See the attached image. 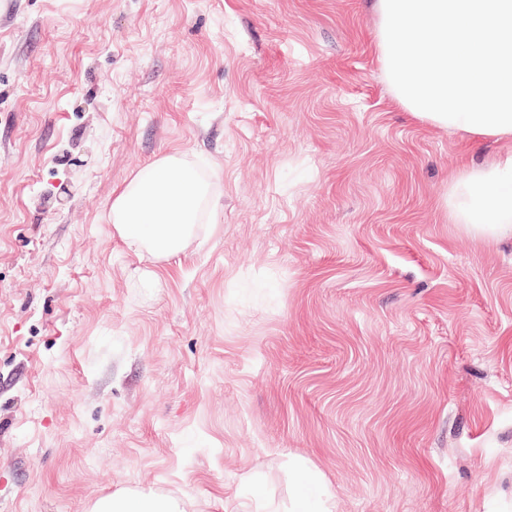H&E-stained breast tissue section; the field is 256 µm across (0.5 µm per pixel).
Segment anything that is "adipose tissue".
<instances>
[{"instance_id":"adipose-tissue-1","label":"adipose tissue","mask_w":512,"mask_h":512,"mask_svg":"<svg viewBox=\"0 0 512 512\" xmlns=\"http://www.w3.org/2000/svg\"><path fill=\"white\" fill-rule=\"evenodd\" d=\"M376 47L394 97L411 115L510 144L463 165L448 185V221L479 237H512V0H374ZM209 184L179 156L141 168L114 198L113 228L129 251L160 261L194 236ZM90 512H183L155 493L98 498Z\"/></svg>"}]
</instances>
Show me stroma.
<instances>
[{
    "mask_svg": "<svg viewBox=\"0 0 512 512\" xmlns=\"http://www.w3.org/2000/svg\"><path fill=\"white\" fill-rule=\"evenodd\" d=\"M372 0H0V512L153 492L512 512V239L448 221L503 153L394 99ZM211 186L140 258L115 196ZM209 184L178 155L141 168L114 198L112 226L129 251L150 260L181 253L201 222ZM318 478L308 474L299 484L292 512H335L336 500L314 495L311 488L317 485Z\"/></svg>",
    "mask_w": 512,
    "mask_h": 512,
    "instance_id": "stroma-1",
    "label": "stroma"
}]
</instances>
